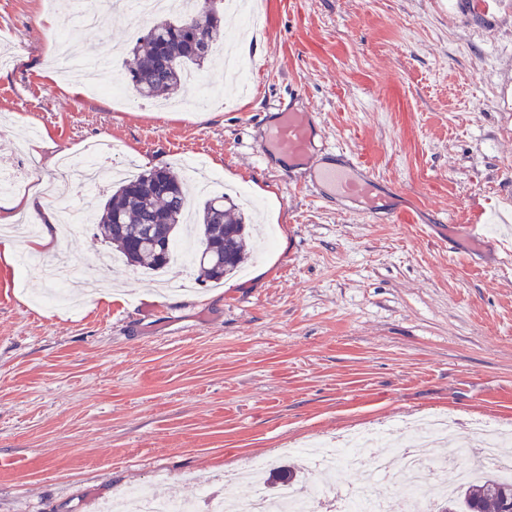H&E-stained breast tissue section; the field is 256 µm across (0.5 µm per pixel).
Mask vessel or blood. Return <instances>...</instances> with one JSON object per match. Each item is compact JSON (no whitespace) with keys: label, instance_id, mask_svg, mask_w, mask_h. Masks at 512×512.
I'll use <instances>...</instances> for the list:
<instances>
[{"label":"vessel or blood","instance_id":"1","mask_svg":"<svg viewBox=\"0 0 512 512\" xmlns=\"http://www.w3.org/2000/svg\"><path fill=\"white\" fill-rule=\"evenodd\" d=\"M316 126L317 116L314 113L301 112L293 107L279 109L273 123V136L281 153L289 163L303 165L319 180L337 186L341 196L362 202L365 213L373 222L391 220L393 214L380 195L375 178L367 173L355 174L350 165H325L323 157L327 149L314 142Z\"/></svg>","mask_w":512,"mask_h":512}]
</instances>
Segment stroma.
Listing matches in <instances>:
<instances>
[{
	"instance_id": "stroma-1",
	"label": "stroma",
	"mask_w": 512,
	"mask_h": 512,
	"mask_svg": "<svg viewBox=\"0 0 512 512\" xmlns=\"http://www.w3.org/2000/svg\"><path fill=\"white\" fill-rule=\"evenodd\" d=\"M251 0L255 92L227 109L159 112L125 92L49 78L56 40L115 49L133 15L97 27L78 0H0V157L44 162L97 139L143 166L187 157L258 198L272 246L219 287L161 288L105 266L115 244L62 235L52 262L100 281L60 309L38 278L0 284V512H105L138 486L196 498L286 442L422 413L512 424V0ZM317 113L318 135L400 208L368 223L324 183L288 174L262 125ZM455 224H482L474 250Z\"/></svg>"
}]
</instances>
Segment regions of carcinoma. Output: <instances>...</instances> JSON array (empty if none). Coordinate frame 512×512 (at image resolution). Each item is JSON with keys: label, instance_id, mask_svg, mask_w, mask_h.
Returning a JSON list of instances; mask_svg holds the SVG:
<instances>
[{"label": "carcinoma", "instance_id": "1", "mask_svg": "<svg viewBox=\"0 0 512 512\" xmlns=\"http://www.w3.org/2000/svg\"><path fill=\"white\" fill-rule=\"evenodd\" d=\"M224 28V0H202L197 11L175 21L162 20L135 38L133 65L123 81L142 98H169L184 84L186 71L210 61ZM190 192L169 167H151L122 180L99 206L96 226L102 238L119 248L129 266L159 273L173 261V248L184 230ZM169 230L168 244L142 245L150 228ZM198 242L197 280L207 286L235 274L248 259L246 242L252 216L227 193L205 199L193 224ZM473 512H512V483L484 477L458 489L436 512H453L460 503Z\"/></svg>", "mask_w": 512, "mask_h": 512}]
</instances>
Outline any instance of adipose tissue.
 Wrapping results in <instances>:
<instances>
[{
  "label": "adipose tissue",
  "mask_w": 512,
  "mask_h": 512,
  "mask_svg": "<svg viewBox=\"0 0 512 512\" xmlns=\"http://www.w3.org/2000/svg\"><path fill=\"white\" fill-rule=\"evenodd\" d=\"M23 215L41 226V234L35 241L36 246L44 252H53L60 240L55 197L40 189L0 195V224L16 223Z\"/></svg>",
  "instance_id": "1"
}]
</instances>
